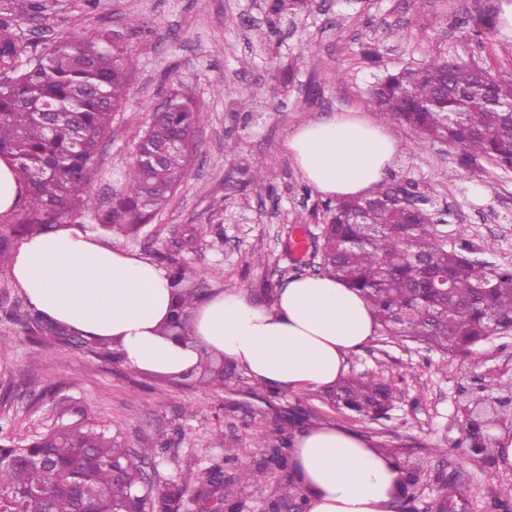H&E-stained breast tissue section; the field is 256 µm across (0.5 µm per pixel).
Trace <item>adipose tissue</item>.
<instances>
[{
	"label": "adipose tissue",
	"instance_id": "obj_1",
	"mask_svg": "<svg viewBox=\"0 0 512 512\" xmlns=\"http://www.w3.org/2000/svg\"><path fill=\"white\" fill-rule=\"evenodd\" d=\"M288 150L320 194L362 197L384 181L400 146L389 127L359 112L302 123ZM13 279L32 309L90 340L111 341L122 363L177 376L197 368L201 351L234 361L268 389L333 386L347 359L373 336L365 299L322 273L290 280L272 305L241 288L194 306L188 337L163 335L174 291L167 269L113 246L82 220L26 240ZM292 472L307 512H397L399 469L360 435L320 422L292 441Z\"/></svg>",
	"mask_w": 512,
	"mask_h": 512
}]
</instances>
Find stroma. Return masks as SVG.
Returning <instances> with one entry per match:
<instances>
[{
  "mask_svg": "<svg viewBox=\"0 0 512 512\" xmlns=\"http://www.w3.org/2000/svg\"><path fill=\"white\" fill-rule=\"evenodd\" d=\"M32 18L29 0H9L16 40L44 45L84 34L92 25L121 32L138 66L132 94L95 159L90 190L100 206L136 152L151 111L170 93L187 91L200 111V149L169 204L137 235L116 234L115 246L155 259L174 235L202 234L180 259L206 293L243 288L262 304L288 279L317 274L326 197L304 179L288 151L303 122L355 110L380 112L371 89L386 74L433 60L469 64L512 77V40L498 30L473 33L469 18L496 15L498 0H298L294 27L270 30L264 0H45ZM397 37H388V30ZM373 56H366V49ZM246 88L230 103L221 83ZM262 89L251 97V89ZM265 115L248 125V113ZM401 146L388 180L407 179L428 195L449 242L472 243L479 259L512 267V169L490 159L465 167L458 147L423 140L392 124ZM273 158L277 177L266 189L244 181L257 159ZM28 308L10 268H0V422L16 440L83 423L117 435L154 488L184 492L181 512L207 468L234 456L235 471L260 466L258 442L293 414L354 431L417 472L413 512H497L512 502V466L498 454L476 463L456 401L481 379L512 384V334L496 335L465 354L442 353L376 331L349 359V375L375 376L394 389L390 411L361 419L336 407L324 391L251 393V377L235 367L223 388L136 371L99 358L87 347L29 339L19 322Z\"/></svg>",
  "mask_w": 512,
  "mask_h": 512,
  "instance_id": "35a3bbf8",
  "label": "stroma"
}]
</instances>
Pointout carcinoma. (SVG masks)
Listing matches in <instances>:
<instances>
[{"instance_id": "obj_1", "label": "carcinoma", "mask_w": 512, "mask_h": 512, "mask_svg": "<svg viewBox=\"0 0 512 512\" xmlns=\"http://www.w3.org/2000/svg\"><path fill=\"white\" fill-rule=\"evenodd\" d=\"M137 58L106 28L72 35L43 47L32 64L13 69L0 84V157L10 159L32 203L31 214L11 233L0 234V266L10 260L16 241L56 227L67 216L92 214V229L109 234L134 233L166 206L187 177L199 141L200 121L194 101L182 91L153 110L137 144L121 189L111 206L99 210L90 194L95 157L112 124V113L128 100ZM383 119L403 123L425 139L446 138L462 149L465 160L512 159V79L493 78L467 64L433 61L389 74L375 88ZM252 182L268 185L272 162L247 169ZM380 187L370 197L336 203L323 227L324 271L362 292L378 325L390 335L466 352L498 332H512V269L489 268L463 258L464 248H450L418 214L387 198ZM181 244H169L175 305L171 324L186 335L192 306L204 293L194 268L174 257ZM447 281L448 290L434 288ZM21 325L35 340L86 345L112 359L110 344L88 340L35 310ZM227 370L209 360L201 363L198 382L224 385ZM331 396L340 409L358 417L385 415L393 388L373 376L346 379ZM295 421L288 422V428ZM286 428V429H288ZM279 427L264 440L260 468L237 476L242 486H262L291 472V435ZM7 427L0 424V512H112L124 505L135 512H179L182 489L147 492L131 499L112 464L132 458L117 436L82 424L60 426L22 445L2 444ZM215 466L197 491L210 502L223 484Z\"/></svg>"}]
</instances>
